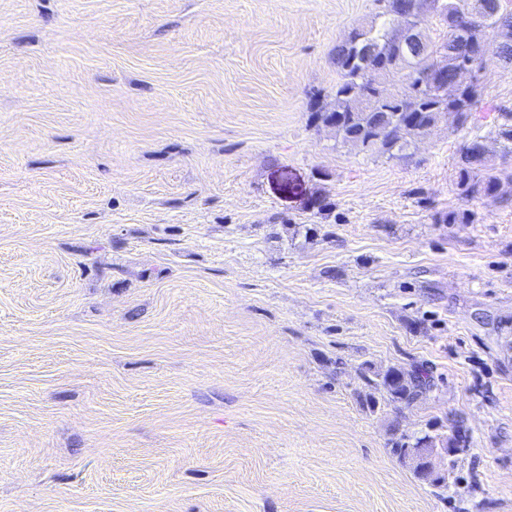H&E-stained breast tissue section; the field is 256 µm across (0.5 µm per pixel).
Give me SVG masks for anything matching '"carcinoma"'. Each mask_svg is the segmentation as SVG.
Instances as JSON below:
<instances>
[{"mask_svg":"<svg viewBox=\"0 0 512 512\" xmlns=\"http://www.w3.org/2000/svg\"><path fill=\"white\" fill-rule=\"evenodd\" d=\"M380 23L353 29L336 45L333 63L339 80L325 100L313 104L310 119L315 126L335 131L343 143L362 151L396 158L412 141L428 132L441 117H458L477 109V74L485 56L494 55L512 65V10L502 0H381ZM439 19L445 32L441 42L430 43L422 32L428 16ZM494 39H489V34ZM471 63L468 83L457 82L458 61ZM398 71L402 86L388 92L382 74ZM498 137L503 149L512 153V107L499 108ZM512 182V172L492 171L486 166L482 137L475 136L460 149L457 188L461 198L493 195L501 183ZM398 367L361 365L364 389L358 394L369 411L380 401L393 406L395 413L411 407L430 389L423 370L414 369L404 379ZM447 443L455 449L448 454V467L430 485L448 491L454 456L465 450L462 435L453 438L438 433L431 425L423 434L398 433L391 428L389 452L400 462L414 448H434Z\"/></svg>","mask_w":512,"mask_h":512,"instance_id":"obj_1","label":"carcinoma"}]
</instances>
